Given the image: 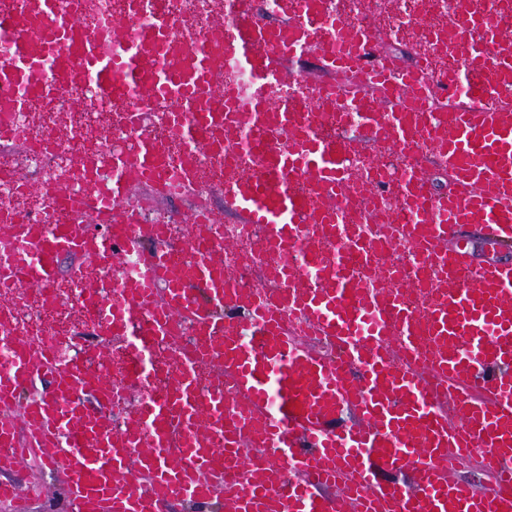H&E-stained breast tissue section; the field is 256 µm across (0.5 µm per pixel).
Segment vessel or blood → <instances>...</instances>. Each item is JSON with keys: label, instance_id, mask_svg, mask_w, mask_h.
I'll return each instance as SVG.
<instances>
[{"label": "vessel or blood", "instance_id": "obj_1", "mask_svg": "<svg viewBox=\"0 0 512 512\" xmlns=\"http://www.w3.org/2000/svg\"><path fill=\"white\" fill-rule=\"evenodd\" d=\"M280 21L240 11L234 22L181 36L167 15L138 28L131 13L113 17L106 39L75 16L85 0H12L0 10V137L50 146L52 137L17 130L11 115L39 100L53 105L93 84L116 103L139 136L129 149L91 146L74 168L107 179L105 194H78L62 181L15 176L20 197L36 195L47 222L0 205V293L50 291L58 259L79 258L112 277L103 336H124L133 371L114 384L94 353L63 359L52 333L9 330L0 314V499L27 512L40 485L9 481L28 457L49 456L65 476L68 512H165L183 500L208 507L221 498L234 512H512V263L479 262L456 241L467 227L486 244L512 242V40L502 17L469 0L439 42L464 41L462 71L438 72L420 56L405 62L383 49L372 24L339 44L342 19L328 0H292ZM314 56L324 71L314 105L270 107L271 87L294 81L288 63ZM247 81L230 85L227 70ZM486 73L468 87L466 73ZM497 99L485 108L484 97ZM350 109L336 111L339 101ZM165 112L184 144V172L141 130ZM338 133L324 138L319 124ZM253 137L244 164L261 178L221 186L243 223L263 229L272 259L264 288H237L224 270L231 243L215 239L212 215L191 212L192 257L169 245L164 225L139 223L126 207L140 188L178 198L193 170L223 148L225 132ZM427 138L447 173L435 192L424 167L393 179L370 178L360 211L346 204L359 175L345 161L362 144L417 151ZM306 177L317 196L295 194ZM397 196L410 214L394 224L383 206ZM94 212L95 229L78 228ZM359 221H352V213ZM410 248L421 286L437 301L414 313L379 274L373 246ZM190 325L173 386L113 432L111 418L146 390L148 337ZM208 357L219 382L196 389L197 362ZM53 379L50 397L22 398L36 376ZM478 464L490 489L455 479ZM409 469L411 487L382 479Z\"/></svg>", "mask_w": 512, "mask_h": 512}]
</instances>
